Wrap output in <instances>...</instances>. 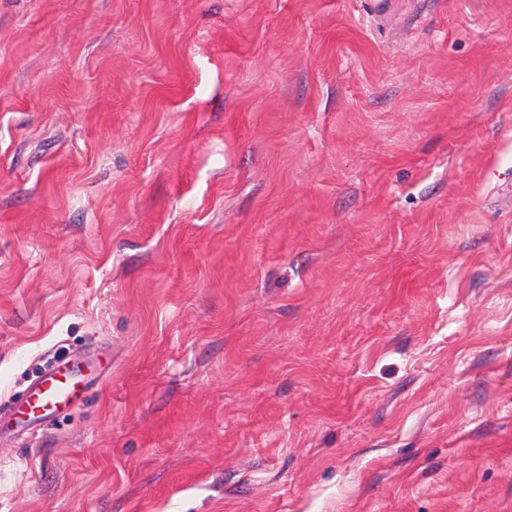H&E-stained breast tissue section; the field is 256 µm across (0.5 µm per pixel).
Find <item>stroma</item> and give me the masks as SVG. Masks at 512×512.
<instances>
[{
	"label": "stroma",
	"instance_id": "obj_1",
	"mask_svg": "<svg viewBox=\"0 0 512 512\" xmlns=\"http://www.w3.org/2000/svg\"><path fill=\"white\" fill-rule=\"evenodd\" d=\"M0 512H512V0H0ZM84 378L78 364L60 360L50 365L33 383L17 421L37 427L53 413L72 407L80 398Z\"/></svg>",
	"mask_w": 512,
	"mask_h": 512
}]
</instances>
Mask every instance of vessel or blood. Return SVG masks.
<instances>
[{
    "label": "vessel or blood",
    "mask_w": 512,
    "mask_h": 512,
    "mask_svg": "<svg viewBox=\"0 0 512 512\" xmlns=\"http://www.w3.org/2000/svg\"><path fill=\"white\" fill-rule=\"evenodd\" d=\"M84 378L79 365L63 360L50 365L33 383L18 422L37 427L53 413L72 407L80 398Z\"/></svg>",
    "instance_id": "obj_1"
}]
</instances>
